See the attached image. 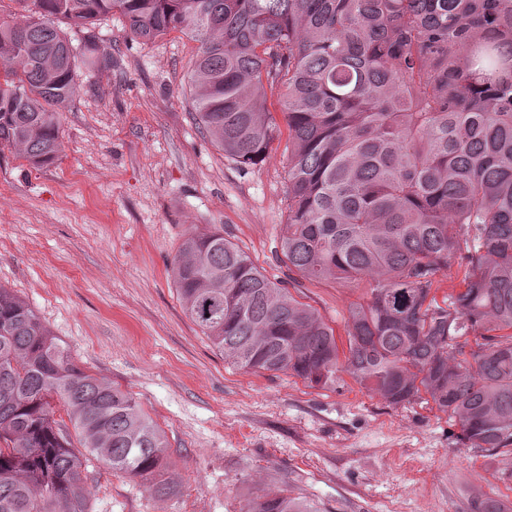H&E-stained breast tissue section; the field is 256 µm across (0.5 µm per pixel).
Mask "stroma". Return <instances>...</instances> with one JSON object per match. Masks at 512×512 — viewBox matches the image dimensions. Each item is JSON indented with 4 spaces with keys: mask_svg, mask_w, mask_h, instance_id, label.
<instances>
[{
    "mask_svg": "<svg viewBox=\"0 0 512 512\" xmlns=\"http://www.w3.org/2000/svg\"><path fill=\"white\" fill-rule=\"evenodd\" d=\"M107 68L77 69L62 109V151L40 169L0 149V285L22 296L78 365L131 393L176 462L159 497L95 465L92 512H239L280 487L318 512H512V454L458 439L433 402L391 407L341 374L332 388L225 363L188 317L171 277L183 237L212 225L269 278L316 308L348 350L351 304L371 283L291 279L283 85L267 88L279 128L244 170L199 129L190 96L198 44L144 42L120 14L97 24Z\"/></svg>",
    "mask_w": 512,
    "mask_h": 512,
    "instance_id": "1",
    "label": "stroma"
}]
</instances>
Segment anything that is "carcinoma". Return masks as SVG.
I'll return each instance as SVG.
<instances>
[{
  "instance_id": "cac0c4a2",
  "label": "carcinoma",
  "mask_w": 512,
  "mask_h": 512,
  "mask_svg": "<svg viewBox=\"0 0 512 512\" xmlns=\"http://www.w3.org/2000/svg\"><path fill=\"white\" fill-rule=\"evenodd\" d=\"M0 14V146L30 166L61 151L76 59L120 12L152 41L199 43L195 120L238 166L268 154L265 86L287 85L288 270L372 282L349 308L348 354L314 307L214 226L186 235L171 273L185 313L243 370L310 387L345 371L397 407L428 395L490 455L512 454V0H16ZM465 288L438 303L454 259ZM482 342L465 352L467 336ZM62 411L67 419L56 418ZM159 496L165 434L128 393L87 373L30 304L0 286V512H90L87 466ZM241 512H318L270 489Z\"/></svg>"
}]
</instances>
